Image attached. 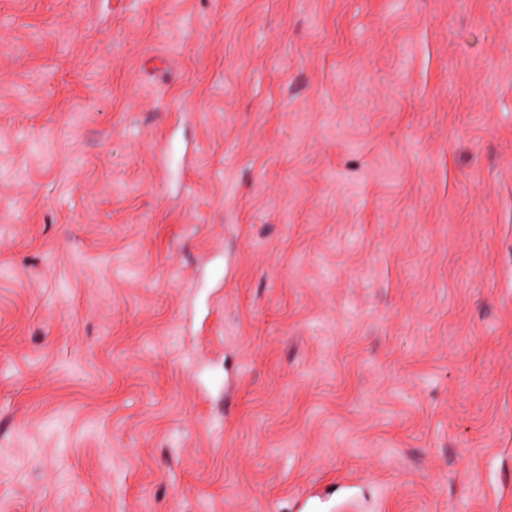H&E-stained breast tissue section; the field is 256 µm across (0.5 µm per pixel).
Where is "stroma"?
I'll return each mask as SVG.
<instances>
[{
    "mask_svg": "<svg viewBox=\"0 0 512 512\" xmlns=\"http://www.w3.org/2000/svg\"><path fill=\"white\" fill-rule=\"evenodd\" d=\"M512 512V0H0V512Z\"/></svg>",
    "mask_w": 512,
    "mask_h": 512,
    "instance_id": "1",
    "label": "stroma"
}]
</instances>
